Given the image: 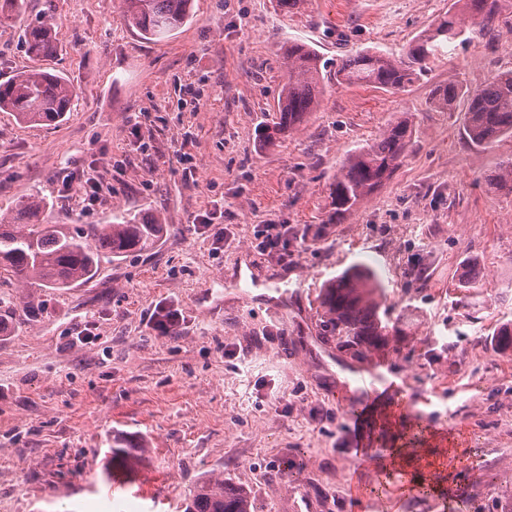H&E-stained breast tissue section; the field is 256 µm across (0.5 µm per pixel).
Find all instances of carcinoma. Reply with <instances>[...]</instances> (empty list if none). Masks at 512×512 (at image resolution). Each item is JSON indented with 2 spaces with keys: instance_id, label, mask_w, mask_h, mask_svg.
<instances>
[{
  "instance_id": "cac0c4a2",
  "label": "carcinoma",
  "mask_w": 512,
  "mask_h": 512,
  "mask_svg": "<svg viewBox=\"0 0 512 512\" xmlns=\"http://www.w3.org/2000/svg\"><path fill=\"white\" fill-rule=\"evenodd\" d=\"M193 0H124L123 18L147 40H161L180 29L191 17ZM469 14L465 21L448 13L422 31L399 56L378 51L350 53L336 63L340 84L371 86L388 92L405 89L427 65L445 50L484 35L496 27L500 0H456ZM24 0H3L0 22L22 13ZM29 55L35 59L56 51L54 23L37 21L24 33ZM287 78L276 121L261 127L258 149L264 150L303 124L317 104L321 83L320 57L306 45L294 43L286 53ZM76 91L66 78L40 69L20 72L0 83V111L11 112L24 124L56 126L71 110ZM467 99L465 133L479 149L492 146L500 137L512 136V70L498 73L483 88L463 89L450 80L438 102L451 108ZM412 130L408 120L397 119L374 141L346 155L332 185V213L327 223H341L346 216L391 178L406 157ZM491 184L512 194V159L497 168ZM46 207L39 196L21 201L9 215H0V286L34 280L46 288H72L90 282L106 259L151 250L166 232L143 214L117 212L110 224H44ZM385 290L378 275L364 267H352L327 281L320 294V336L352 358L364 361L379 353L402 352L405 329L387 318ZM495 349L512 351V324L496 331ZM185 512H253L250 493L227 484L224 476L199 480L189 494Z\"/></svg>"
}]
</instances>
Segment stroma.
Listing matches in <instances>:
<instances>
[{"mask_svg":"<svg viewBox=\"0 0 512 512\" xmlns=\"http://www.w3.org/2000/svg\"><path fill=\"white\" fill-rule=\"evenodd\" d=\"M454 0H194L195 16L148 41L123 20V0H26L0 25V82L44 69L77 89L58 126L0 112V213L37 194L50 224H106L113 212L149 213L167 232L150 252L103 263L75 288L14 282L0 291L18 312L0 334V512H86L135 503L179 512L212 474L249 491L255 512H351L349 477L376 512H512V355L493 335L512 323V194L487 178L512 158V137L479 150L465 130L466 101L438 106L448 80L469 90L512 70V0L495 36L431 62L403 91L336 81L352 51L396 56ZM52 19L57 50L27 54L22 30ZM292 42L327 63L319 104L266 150L256 139L278 111ZM407 117L412 142L392 178L343 223H328L342 160ZM97 165L98 204L65 172ZM224 205L215 227L196 215ZM307 233L291 264L258 253L259 225ZM374 270L390 316L413 320L401 355L382 371L413 398L408 414L457 438L448 498L372 493L376 472L355 469L390 436L353 424L347 407L363 365L326 356L317 309L342 271ZM477 287H462L470 267ZM162 301L185 322L154 331ZM88 340H79L83 330ZM135 447L113 463L112 440Z\"/></svg>","mask_w":512,"mask_h":512,"instance_id":"35a3bbf8","label":"stroma"}]
</instances>
